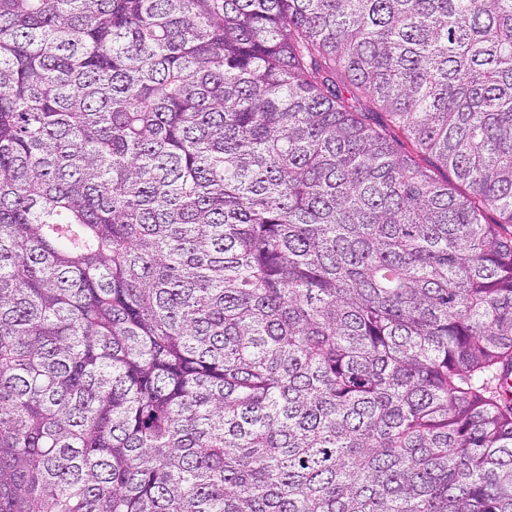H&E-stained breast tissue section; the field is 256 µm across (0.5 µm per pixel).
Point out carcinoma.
Returning a JSON list of instances; mask_svg holds the SVG:
<instances>
[{"mask_svg":"<svg viewBox=\"0 0 512 512\" xmlns=\"http://www.w3.org/2000/svg\"><path fill=\"white\" fill-rule=\"evenodd\" d=\"M511 374L512 0H0V512H512Z\"/></svg>","mask_w":512,"mask_h":512,"instance_id":"obj_1","label":"carcinoma"}]
</instances>
